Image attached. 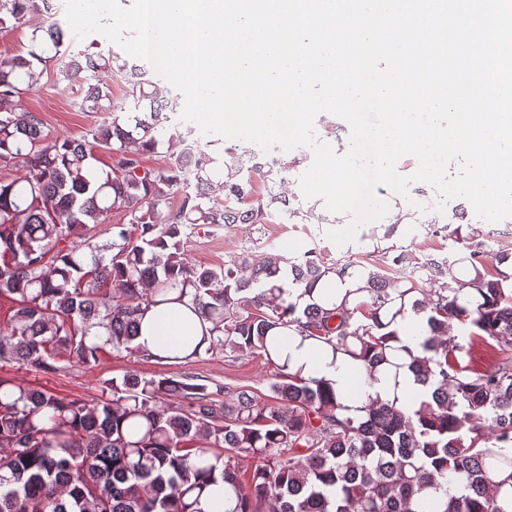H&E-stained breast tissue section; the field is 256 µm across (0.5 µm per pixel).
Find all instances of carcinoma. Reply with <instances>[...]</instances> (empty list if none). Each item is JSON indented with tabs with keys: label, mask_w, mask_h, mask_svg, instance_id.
I'll return each instance as SVG.
<instances>
[{
	"label": "carcinoma",
	"mask_w": 512,
	"mask_h": 512,
	"mask_svg": "<svg viewBox=\"0 0 512 512\" xmlns=\"http://www.w3.org/2000/svg\"><path fill=\"white\" fill-rule=\"evenodd\" d=\"M33 14L49 41L35 29L27 51L0 59V168L18 171L0 177V295L15 304L0 363L55 373L114 350L137 357L149 307L188 301L209 324L206 347L188 358H259L276 373L266 394L129 372L92 403L0 377V512H201L220 478L225 512H512V357L468 368L453 334L459 324L470 347L512 350V252L473 226L445 234L459 244L447 257L403 240L381 247L399 217L362 236L373 250L350 247L339 260L320 248L285 258L257 241L217 267L193 266L186 243L214 224L317 218L289 188L294 162H259L240 146L218 156L176 131L165 167L144 166L171 101L116 44L76 55L65 73L87 85L80 110L108 119L88 137L46 133L39 113L22 110V85L40 81L48 51L60 53L67 22L52 0H0V30ZM114 75L125 83L118 100ZM97 148L112 151L115 170L94 167ZM110 212L127 223L92 244ZM291 284L309 302L291 300ZM412 315L414 347L399 334ZM285 332L334 362L361 363L391 397L349 405L291 357L276 362ZM408 375L423 395L404 410Z\"/></svg>",
	"instance_id": "1"
}]
</instances>
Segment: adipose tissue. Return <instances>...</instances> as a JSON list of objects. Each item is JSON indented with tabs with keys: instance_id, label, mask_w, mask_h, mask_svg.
<instances>
[{
	"instance_id": "ef3b65f1",
	"label": "adipose tissue",
	"mask_w": 512,
	"mask_h": 512,
	"mask_svg": "<svg viewBox=\"0 0 512 512\" xmlns=\"http://www.w3.org/2000/svg\"><path fill=\"white\" fill-rule=\"evenodd\" d=\"M207 330L192 307L179 303L151 307L143 316L138 342L143 350L161 357L181 358L201 341ZM282 353L292 358L293 367L302 368L304 375L335 380L337 389L352 390L356 402L367 397L388 398L384 383L366 385L362 377L352 376L343 364H331L329 358L317 354L311 345H300L298 339L284 340Z\"/></svg>"
}]
</instances>
